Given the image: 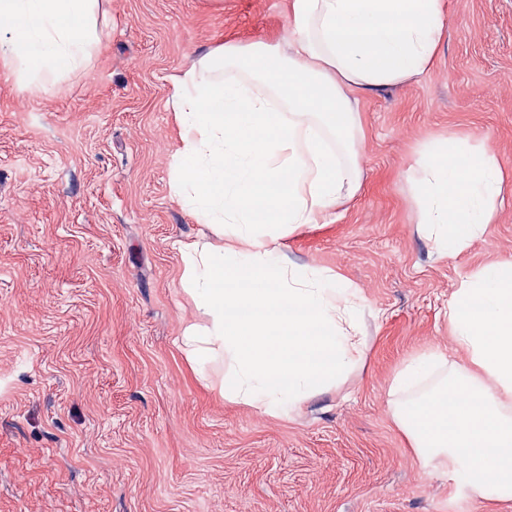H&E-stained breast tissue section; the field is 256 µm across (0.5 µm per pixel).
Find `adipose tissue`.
<instances>
[{
	"mask_svg": "<svg viewBox=\"0 0 512 512\" xmlns=\"http://www.w3.org/2000/svg\"><path fill=\"white\" fill-rule=\"evenodd\" d=\"M99 0H0V64L48 86L85 67ZM286 45L225 44L217 80L188 73L173 107L184 129L174 188L198 223L245 252L183 246L182 287L207 317L181 344L222 360L225 398L281 416L333 386L359 359L356 289L288 263L282 235L316 223L361 182L356 92L421 76L446 32L442 0H288ZM501 176L489 147L449 140L424 156L416 188L434 248L454 254L491 223ZM448 324L468 364L397 420L423 464L476 496L512 499V260L464 277Z\"/></svg>",
	"mask_w": 512,
	"mask_h": 512,
	"instance_id": "1",
	"label": "adipose tissue"
}]
</instances>
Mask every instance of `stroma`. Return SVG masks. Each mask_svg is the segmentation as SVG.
<instances>
[{
    "label": "stroma",
    "instance_id": "stroma-1",
    "mask_svg": "<svg viewBox=\"0 0 512 512\" xmlns=\"http://www.w3.org/2000/svg\"><path fill=\"white\" fill-rule=\"evenodd\" d=\"M288 0H101L88 65L37 89L0 66V512H512L422 466L392 389L414 361L465 364L448 327L462 276L512 259V0H445L419 78L358 93V191L280 240L358 291L365 342L285 417L224 399L179 341L206 317L181 245L220 247L173 189L175 82L210 50L291 33ZM25 100L26 111L16 109ZM488 136L492 224L453 256L420 231L410 183L428 142Z\"/></svg>",
    "mask_w": 512,
    "mask_h": 512
}]
</instances>
